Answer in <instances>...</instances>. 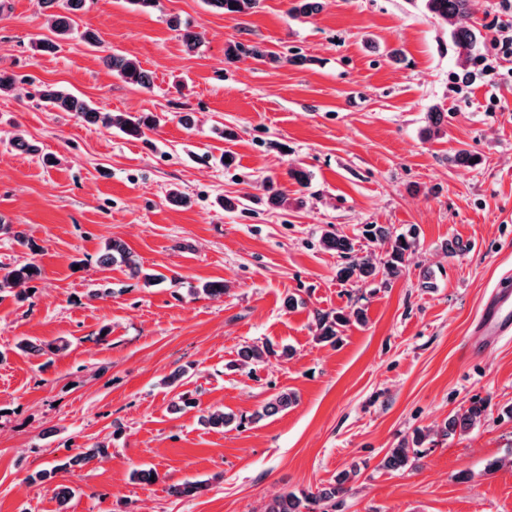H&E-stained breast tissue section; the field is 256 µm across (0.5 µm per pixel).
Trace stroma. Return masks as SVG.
Listing matches in <instances>:
<instances>
[{"label":"stroma","instance_id":"35a3bbf8","mask_svg":"<svg viewBox=\"0 0 512 512\" xmlns=\"http://www.w3.org/2000/svg\"><path fill=\"white\" fill-rule=\"evenodd\" d=\"M496 2L475 0L486 41L467 60L420 0H323L298 17L292 0L235 16L206 0H87L78 33L60 39L38 0H0V71L17 78L0 93V219L35 244L0 235V264L41 268L26 300L0 293V512H57L59 484L72 490L67 512H263L276 494L317 491L354 466L339 512H512V420L501 415L512 340L472 350L485 297L512 271V58L456 88L494 52ZM171 16L201 33L198 49ZM86 28L100 46L80 38ZM40 38L55 50L33 52ZM255 47L273 58L254 59ZM107 52L136 58L150 88L113 76ZM44 83L159 123L140 139L83 123L41 105ZM433 111L440 132L429 136ZM18 136L36 153L17 149ZM461 148L478 164L454 163ZM370 224L414 234V248L397 275L340 280L345 260L323 235L385 261L390 246L368 238ZM113 238L163 282L101 267ZM204 282L224 295H192ZM354 307L366 324L318 341L316 313ZM21 339L62 350L24 353ZM252 343L275 357L234 368ZM282 390L297 403L261 416ZM184 393L194 407L180 408ZM476 398L490 401L485 423L445 437ZM217 408L236 425H206ZM417 428L430 438L415 467L380 469ZM101 441L108 457L34 481ZM136 469L154 481L132 480ZM195 480L208 489L171 495Z\"/></svg>","mask_w":512,"mask_h":512}]
</instances>
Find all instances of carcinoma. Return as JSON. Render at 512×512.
Masks as SVG:
<instances>
[{"label":"carcinoma","instance_id":"1","mask_svg":"<svg viewBox=\"0 0 512 512\" xmlns=\"http://www.w3.org/2000/svg\"><path fill=\"white\" fill-rule=\"evenodd\" d=\"M86 0H40L41 7L47 11L52 31L58 36H67L76 29V21L72 15L84 8ZM208 5L227 15H235L254 7L257 0H207ZM473 0H422V8L434 19L451 25L450 36L454 45L463 53L471 56L477 53L482 45L481 34L471 24ZM322 8V0H294L290 12L296 16H309ZM171 29L181 32L183 44L193 50L201 43V36L188 28L181 29L177 19L168 20ZM104 65L112 74L123 81L143 88L151 86V79L140 62L126 55L112 54L103 57ZM42 104L55 112H72L90 125L103 127H116L130 138L140 139L146 131L154 129L157 124L156 116L149 113H112L102 112L77 95L54 84H43L37 91ZM324 245L328 248L349 257L351 262L340 269L339 276L349 279L357 276L365 282L379 273V268L370 256L357 257L353 255L354 244L344 236L328 234L324 238ZM410 249V243H402L397 239L391 247L388 259L384 262V269L390 275L400 271L405 255ZM103 267L120 263L124 265L132 276H143L146 286L159 281V277L142 273L139 259L119 239H112L106 243L104 252L99 257ZM41 274V269L35 261L29 260L14 266H0V292L4 290H17L22 294V288ZM319 339L324 342L338 341L340 333L352 323L362 325L366 322L363 309L355 308L348 313L336 314L318 313L315 316ZM276 354L268 344H249L243 346L239 353V365L248 366L261 363ZM297 402V395L293 392H280L274 395L263 408V415L272 416L283 412ZM489 405L484 400L471 402L470 406L457 411L448 418L443 430L444 435L452 436L456 433L465 434L480 426L488 416ZM206 423L214 428L222 429L235 421L232 414L222 409L211 412ZM428 438V433L417 430L408 439L388 449L381 460L380 468L386 471L399 472L413 467L418 458L420 447ZM109 455V445L97 443L86 452L70 457L60 466L49 470H41L33 476V480L48 481L60 470L74 471L96 457ZM357 471H342L338 473L329 487L316 492L284 491L265 506L264 512H328L343 506L345 496L348 494L349 484L355 480ZM207 489V483L202 481L185 482L172 489L178 497H194Z\"/></svg>","mask_w":512,"mask_h":512}]
</instances>
